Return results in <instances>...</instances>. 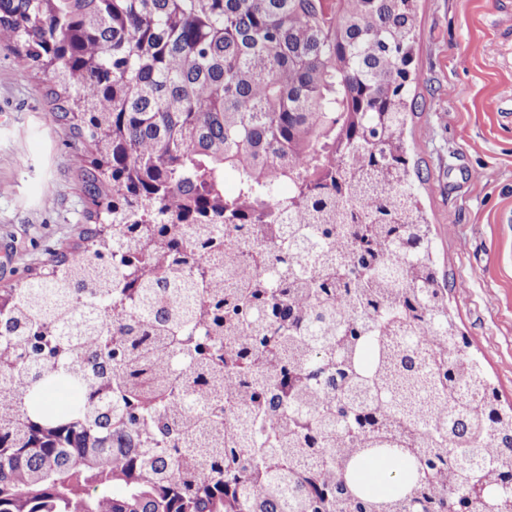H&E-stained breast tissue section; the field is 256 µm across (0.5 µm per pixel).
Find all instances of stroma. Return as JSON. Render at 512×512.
Returning <instances> with one entry per match:
<instances>
[{"mask_svg":"<svg viewBox=\"0 0 512 512\" xmlns=\"http://www.w3.org/2000/svg\"><path fill=\"white\" fill-rule=\"evenodd\" d=\"M407 130L448 306L512 404V0H419ZM488 53H479V46ZM46 76L0 48V288L77 240L80 143Z\"/></svg>","mask_w":512,"mask_h":512,"instance_id":"35a3bbf8","label":"stroma"}]
</instances>
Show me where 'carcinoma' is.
<instances>
[{
    "label": "carcinoma",
    "mask_w": 512,
    "mask_h": 512,
    "mask_svg": "<svg viewBox=\"0 0 512 512\" xmlns=\"http://www.w3.org/2000/svg\"><path fill=\"white\" fill-rule=\"evenodd\" d=\"M418 2L0 0L88 199L0 290V512H512L411 176Z\"/></svg>",
    "instance_id": "obj_1"
}]
</instances>
